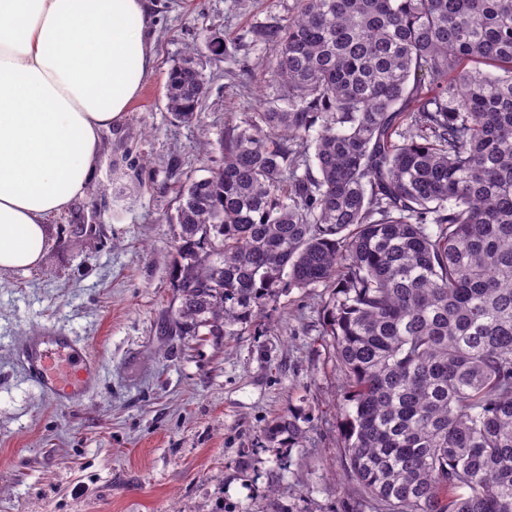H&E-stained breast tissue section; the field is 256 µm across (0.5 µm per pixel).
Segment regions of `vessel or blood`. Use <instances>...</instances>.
Instances as JSON below:
<instances>
[{
    "label": "vessel or blood",
    "instance_id": "1",
    "mask_svg": "<svg viewBox=\"0 0 512 512\" xmlns=\"http://www.w3.org/2000/svg\"><path fill=\"white\" fill-rule=\"evenodd\" d=\"M16 352L35 385L62 405L87 397L102 374L100 359L78 337L53 326L24 336Z\"/></svg>",
    "mask_w": 512,
    "mask_h": 512
}]
</instances>
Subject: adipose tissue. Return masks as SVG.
Instances as JSON below:
<instances>
[{
  "mask_svg": "<svg viewBox=\"0 0 512 512\" xmlns=\"http://www.w3.org/2000/svg\"><path fill=\"white\" fill-rule=\"evenodd\" d=\"M145 0H0V273L39 265L152 62Z\"/></svg>",
  "mask_w": 512,
  "mask_h": 512,
  "instance_id": "ef3b65f1",
  "label": "adipose tissue"
}]
</instances>
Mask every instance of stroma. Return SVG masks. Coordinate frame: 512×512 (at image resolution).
Returning a JSON list of instances; mask_svg holds the SVG:
<instances>
[{
	"label": "stroma",
	"instance_id": "35a3bbf8",
	"mask_svg": "<svg viewBox=\"0 0 512 512\" xmlns=\"http://www.w3.org/2000/svg\"><path fill=\"white\" fill-rule=\"evenodd\" d=\"M154 61L128 112L101 136L88 192L48 221L45 259L0 275V512H345L341 374L325 286L276 293L221 336H182L171 223L187 177L207 176L228 123L264 111L275 52L261 30L296 0H147ZM206 94L191 122L167 109L172 65L201 34ZM84 232H75V225ZM53 325L103 366L61 406L29 379L18 341ZM293 414L302 443L270 441Z\"/></svg>",
	"mask_w": 512,
	"mask_h": 512
}]
</instances>
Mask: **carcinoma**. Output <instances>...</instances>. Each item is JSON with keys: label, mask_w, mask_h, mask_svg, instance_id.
<instances>
[{"label": "carcinoma", "mask_w": 512, "mask_h": 512, "mask_svg": "<svg viewBox=\"0 0 512 512\" xmlns=\"http://www.w3.org/2000/svg\"><path fill=\"white\" fill-rule=\"evenodd\" d=\"M261 36L277 96L179 190V331L335 289L351 510L512 512V0H299ZM197 52L168 76L182 122Z\"/></svg>", "instance_id": "cac0c4a2"}]
</instances>
